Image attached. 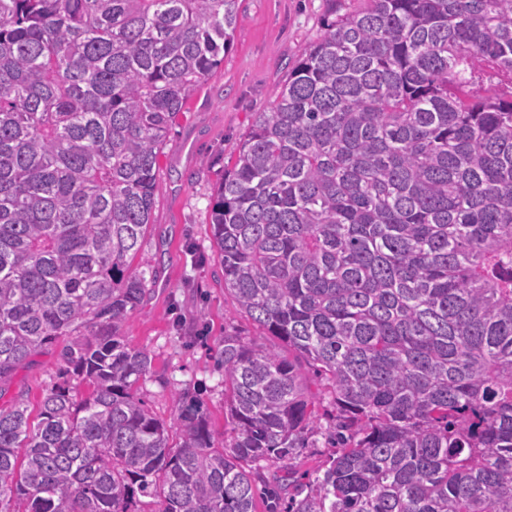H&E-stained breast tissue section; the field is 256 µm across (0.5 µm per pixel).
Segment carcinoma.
Here are the masks:
<instances>
[{"instance_id": "cac0c4a2", "label": "carcinoma", "mask_w": 512, "mask_h": 512, "mask_svg": "<svg viewBox=\"0 0 512 512\" xmlns=\"http://www.w3.org/2000/svg\"><path fill=\"white\" fill-rule=\"evenodd\" d=\"M238 0H0V384L61 337L37 422L0 407L22 512H512V0H367L327 22L215 189L224 290L266 347L219 354L232 431L188 390L157 419L118 328L159 155L224 61ZM331 388L336 451L300 363ZM91 391L77 396L70 380ZM310 378L312 379L311 391L313 393L319 390L321 391V404L318 408V424L321 429H318L317 433L308 438V443L306 444L307 448H300V456L294 460V469H297L296 476L302 475V477H305L301 480L302 482L308 481V476H304L305 474H309V478L315 477L314 471L318 466L328 460L333 451L336 450V448H330L331 446L327 444L325 439V434L329 430H332L336 424L334 420L336 413L333 411V407L330 404L331 397L320 380L316 379L311 374Z\"/></svg>"}]
</instances>
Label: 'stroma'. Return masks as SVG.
Segmentation results:
<instances>
[{
    "instance_id": "obj_1",
    "label": "stroma",
    "mask_w": 512,
    "mask_h": 512,
    "mask_svg": "<svg viewBox=\"0 0 512 512\" xmlns=\"http://www.w3.org/2000/svg\"><path fill=\"white\" fill-rule=\"evenodd\" d=\"M364 5L365 0H241L243 20L223 63L191 95L159 156L154 223L133 260L155 268L156 279L119 334L152 358L150 372L138 383L152 413L172 421V391L194 389L215 444H223L230 430L218 363L224 333L234 329L252 337L260 330L236 312L224 289L210 224L213 188L234 164L258 114L271 110L276 87L303 49L325 34L329 13L349 14ZM60 349L57 343L44 348L1 386L0 407L20 397L37 407L63 366ZM311 389L321 398L319 429L294 462L298 473L309 475L330 457L325 434L335 425L320 380H312Z\"/></svg>"
}]
</instances>
